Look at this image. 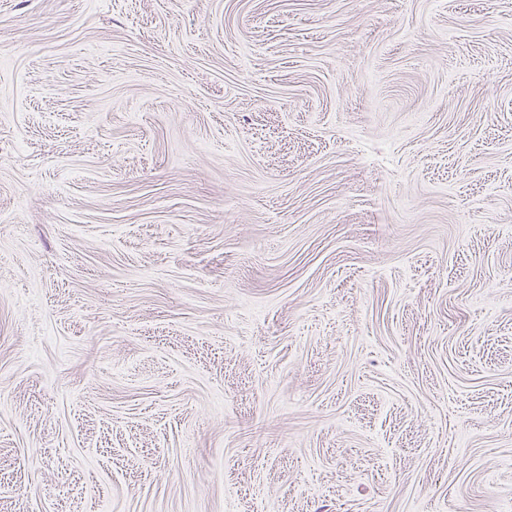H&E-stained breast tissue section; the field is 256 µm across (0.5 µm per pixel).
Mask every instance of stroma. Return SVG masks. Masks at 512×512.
Here are the masks:
<instances>
[{
	"label": "stroma",
	"instance_id": "stroma-1",
	"mask_svg": "<svg viewBox=\"0 0 512 512\" xmlns=\"http://www.w3.org/2000/svg\"><path fill=\"white\" fill-rule=\"evenodd\" d=\"M0 512H512V0H0Z\"/></svg>",
	"mask_w": 512,
	"mask_h": 512
}]
</instances>
